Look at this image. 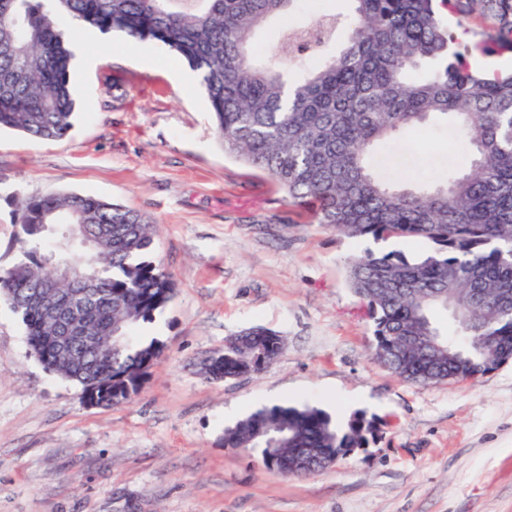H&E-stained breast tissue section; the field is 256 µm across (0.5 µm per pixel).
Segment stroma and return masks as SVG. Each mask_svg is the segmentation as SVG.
Returning a JSON list of instances; mask_svg holds the SVG:
<instances>
[{
    "label": "stroma",
    "instance_id": "35a3bbf8",
    "mask_svg": "<svg viewBox=\"0 0 512 512\" xmlns=\"http://www.w3.org/2000/svg\"><path fill=\"white\" fill-rule=\"evenodd\" d=\"M74 68L68 135L0 131V267L18 258V200L86 193L144 214L172 302L142 336L161 358L129 402L87 406L80 387L30 354L0 298V512H512V360L475 380L417 385L370 358L373 325L349 288V259L373 248L312 223L261 171L225 154L199 77L163 44L67 28ZM111 44L100 55L102 44ZM470 158L435 119L374 145L381 182L439 184ZM277 332L284 351L256 375L213 382L199 368L227 337ZM311 404L378 436L308 477L265 469L224 430L261 405Z\"/></svg>",
    "mask_w": 512,
    "mask_h": 512
}]
</instances>
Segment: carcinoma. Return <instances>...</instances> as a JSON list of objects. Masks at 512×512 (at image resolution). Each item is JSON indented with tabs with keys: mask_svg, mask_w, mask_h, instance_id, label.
I'll use <instances>...</instances> for the list:
<instances>
[{
	"mask_svg": "<svg viewBox=\"0 0 512 512\" xmlns=\"http://www.w3.org/2000/svg\"><path fill=\"white\" fill-rule=\"evenodd\" d=\"M299 0H0V129L54 140L73 125L74 54L58 26L71 15L102 33L159 42L198 73L224 152L264 174L288 204L312 208L313 222L350 239L413 237L427 249L364 251L347 266V281L373 322L371 359L418 384L476 379L488 372L490 348L512 359V73L474 71L471 49L456 44L440 8L478 6L499 32H512V0H351L346 16L324 10L310 24L290 25ZM282 20L274 52L260 60L255 33ZM339 52L296 75L284 61L336 44ZM451 115L471 150L470 166L445 187L423 192L377 181L366 155L393 134ZM20 259L0 267V297L19 314L31 353L51 373L99 391L100 407L137 395L163 345L135 330L155 321L174 298L171 273L150 258L153 228L144 217L91 195L65 193L19 201ZM59 236L97 239L101 289L83 301L84 330L99 337L73 356L55 351L48 309L31 298L48 275L41 255L43 225ZM100 224L110 235H94ZM485 290L482 305L461 301ZM459 300L455 334L433 321L436 309ZM242 346L224 341L219 362L203 367L212 381L237 378L260 354L284 347L281 336L253 329ZM402 336H439L463 361H437L400 345ZM376 419L354 413L340 427L312 406L259 407L224 430V447L260 451L282 475L294 448H318L324 465L376 437Z\"/></svg>",
	"mask_w": 512,
	"mask_h": 512,
	"instance_id": "cac0c4a2",
	"label": "carcinoma"
}]
</instances>
